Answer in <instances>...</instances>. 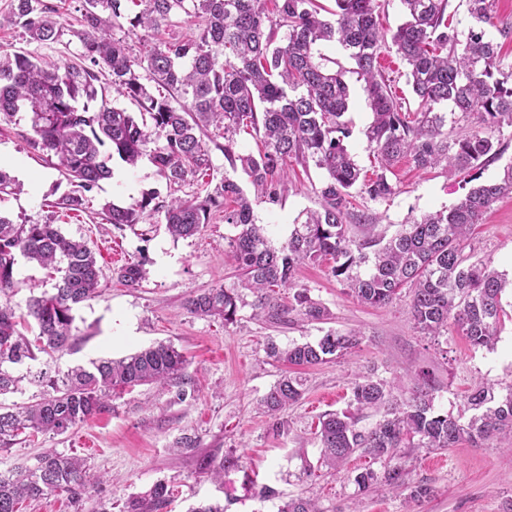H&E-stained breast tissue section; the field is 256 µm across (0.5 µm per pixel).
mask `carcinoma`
Instances as JSON below:
<instances>
[{
	"label": "carcinoma",
	"mask_w": 512,
	"mask_h": 512,
	"mask_svg": "<svg viewBox=\"0 0 512 512\" xmlns=\"http://www.w3.org/2000/svg\"><path fill=\"white\" fill-rule=\"evenodd\" d=\"M139 7L128 12L127 3ZM405 20L385 32L378 23V0H335L334 19L319 17L316 0H83L81 29L76 32L85 65L45 64L27 50L0 53V122L19 114L29 117L30 144L52 159L53 166L75 187L60 205L83 209L88 194L112 176L117 158L134 166L149 155L165 180L169 200L152 191L140 209L104 205L106 221L121 229L139 223L148 206L164 213L175 238L197 234L210 212L224 209V223L238 229L229 252L242 287L255 297L254 316L286 324L295 314L322 323L330 312L303 290L286 305L276 289L290 288L297 269L328 262L334 277L356 299L372 306L390 304L404 288L412 293L410 320L426 336H446L453 327L475 348L494 347L505 312L501 305L506 274L470 261L465 241L474 226L500 198L512 195V163L499 178L481 182L449 208L423 215L387 239L369 225L364 238L349 236L346 219L350 190L361 186L371 201L394 191L387 172L409 157L419 169L441 164L449 172L469 174L500 155L486 130L512 127V70L504 71L500 45L489 35L493 26L489 0H468L472 24L465 38L448 24L449 0H401ZM200 20L190 36L158 39L136 56L127 37L138 29H174L181 16ZM22 29L26 43L49 45L59 40L64 23L59 7L47 0H10L0 25ZM286 29L283 39L276 30ZM124 32L115 36L114 30ZM336 41L356 65L362 90L373 114L366 128L367 149L374 166L366 173L348 152L344 140L351 128L343 120L350 88L341 71L330 72L315 60L322 42ZM405 61L408 82L418 99L414 112L402 111L390 80L379 69L382 46ZM107 72L112 90L137 102L135 116L112 105L98 91L99 74ZM477 120V129L448 140L446 115L436 106ZM213 127L224 139V158L232 172L242 171L256 191L251 198L229 175L203 197L182 198L175 192L210 170L203 130ZM251 129L260 137L257 153L234 150V135ZM309 163L325 171L319 190L321 209L295 222L288 239L275 244L265 224H258L254 205L274 203L285 189V166ZM50 271L52 286L32 296L28 337L18 330L13 308L0 304V397L19 391L23 381L41 387L28 405L0 402V450L20 437L63 434L107 407L116 390L144 384L160 386L182 380L187 361L173 346L159 343L120 359L92 360L61 373L33 371L29 362L41 353L70 350L73 311L99 296L103 270L87 244L64 235L56 224H17L0 214V294L17 283L18 257ZM117 280L137 288L148 278L143 264L131 261L115 271ZM238 289L222 286L190 296L185 307L193 315L236 321ZM361 343L354 332L328 331L314 342L281 348L267 344V355L294 366H312L352 353ZM434 378L428 372L410 394L395 395L384 380L360 375L352 384L349 408L319 418L316 438L319 466L338 469L359 453L382 463V470L363 469L354 477L360 492L410 490L420 500L431 488L410 485L400 462L405 448L445 450L468 441L476 446L495 436L512 434V386L501 393L494 383L477 385L466 396L472 414L462 419L435 410ZM304 393L302 380L285 375L260 400L274 425ZM384 410L370 428L359 426L364 413ZM200 469L216 481L240 470L239 457L203 459ZM101 477L85 461L55 451L38 458L32 469L0 475V512H21L24 504L52 493H65L78 503ZM172 496L159 481L129 498L122 512H166ZM277 512H327L309 496L291 497Z\"/></svg>",
	"instance_id": "carcinoma-1"
}]
</instances>
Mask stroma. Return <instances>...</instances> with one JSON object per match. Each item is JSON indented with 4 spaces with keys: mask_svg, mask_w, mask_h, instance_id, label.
<instances>
[{
    "mask_svg": "<svg viewBox=\"0 0 512 512\" xmlns=\"http://www.w3.org/2000/svg\"><path fill=\"white\" fill-rule=\"evenodd\" d=\"M319 50L331 68L347 70L353 133L344 144L360 166L370 168L363 131L372 113L351 72L353 63L337 43L321 44ZM31 135L25 114L0 123V151L5 154L0 166L23 186L20 192L0 196V213L18 224L59 225L66 236L85 241L103 268L99 296L73 311L76 347L40 355V363L64 372L92 359L120 358L164 342L185 356L187 382L166 388L142 385L113 395L105 411L67 433L42 434L0 451L4 473L33 468L52 448L85 458L105 476L101 485L84 494L81 509H73L65 496L51 494L29 503L23 512H97L103 502L111 504V512H121L130 496L159 481L173 489L168 512H188L223 499L230 502L228 512H275L273 502L260 501L243 487L245 469L281 498H317L325 512H504L512 502V459L505 453L512 441L506 439L480 446L465 441L444 451H410V483L430 485L433 493L407 502L380 491L357 494L352 479L369 466V458L352 456L338 472L317 467L320 448L315 437L320 414L346 408L350 382L358 374H375L396 392L406 393L420 371H430L438 385L436 408L455 417L466 415V395L479 381L511 385V292L502 295L507 318L491 350L470 346L453 330L439 338L418 332L408 317L409 291L382 307L358 302L325 264L302 266L293 286L281 289L280 295L288 303L295 291L307 290L329 309L326 322L269 324L254 317L253 296L246 289H240L244 303L233 324L195 316L184 307L190 295L219 286L240 288L228 256L235 229L225 223L223 212H213L197 235L178 240L168 234L163 213L151 209L143 211L134 228L107 224L102 211L106 202L135 208L146 193L165 191L164 180L146 157L134 167L113 160L114 178L100 182L84 210L60 211L57 204L72 186L30 146ZM288 176V189L277 203L255 208L257 223L270 225L279 241L287 239L303 211L318 209V190L326 179L324 170L296 164L289 166ZM389 179L394 193L386 200L354 196L348 219L351 238L362 237L365 220L393 232L455 204L468 190L462 176L440 166L421 170L407 159L396 164ZM465 252L473 261L512 274V196L497 201L484 215ZM130 261L143 263L149 271L137 288L122 285L114 274ZM331 329L358 332L359 347L343 358L294 370L265 353L267 341L285 347L316 340ZM292 370L305 381L304 395L284 411L288 428L279 432L258 402ZM186 433L196 437V446L175 451V440ZM228 452L239 457L241 471L229 472L220 484L200 473L203 458L220 459ZM307 461L315 465L313 474L303 471Z\"/></svg>",
    "mask_w": 512,
    "mask_h": 512,
    "instance_id": "35a3bbf8",
    "label": "stroma"
}]
</instances>
